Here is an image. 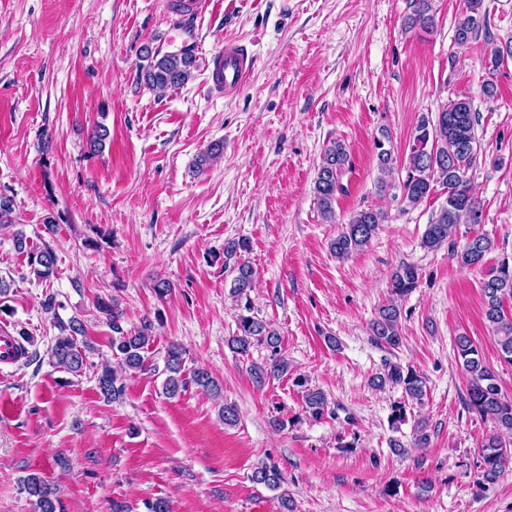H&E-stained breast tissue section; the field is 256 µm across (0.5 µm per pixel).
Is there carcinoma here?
Wrapping results in <instances>:
<instances>
[{"label": "carcinoma", "instance_id": "1", "mask_svg": "<svg viewBox=\"0 0 512 512\" xmlns=\"http://www.w3.org/2000/svg\"><path fill=\"white\" fill-rule=\"evenodd\" d=\"M483 0H465V8L458 17L454 39L463 45L469 43L485 25L481 12ZM433 24L429 0H415L407 26L416 28ZM144 63L139 65L144 84L152 90L166 91L184 86L197 68L196 56L182 50L160 54L145 50ZM476 117L471 101L467 98L451 100L443 105L435 119L423 115L414 128L407 163L404 165L405 178L400 182L401 200L407 207H414L427 198L434 185L447 189L446 204L431 222L422 239V247L437 251L450 245L449 239L459 224L482 223V207L474 197L467 171L476 161L479 140L475 130ZM388 137L374 141L380 169L391 170L392 152L386 148ZM348 165L345 146L335 142L324 154L316 179L314 180V201L321 218L327 223L336 222L337 195L344 192L342 177ZM387 215L375 208H363L354 212L344 230L331 242L330 249L338 259H345L352 253L364 249L376 233L378 226L386 221ZM492 249L490 238L476 235L470 238L462 249L454 251L460 265L466 268L479 267L486 254ZM249 251L244 240H232L224 245V267L236 272L231 286V296L236 302L237 334L230 338L232 349L246 355L256 344H265L272 349V362L255 365L251 373L258 384L277 379L288 372V363L278 357L280 337L270 324L251 314L250 293L254 288V270L243 254ZM28 265L39 279L49 278L56 265V256L49 248L28 254ZM418 268L403 262L390 276L389 287L394 299L378 309L370 331L374 341L380 345L395 348L402 342L401 311L395 299L402 298L417 287ZM485 318L497 337L501 359L512 365V318L504 310L506 300H512V263L504 259L492 268L482 285ZM98 308L112 322V355L121 362L124 371H147L153 367L146 355L151 323L145 322L137 330L125 331L120 325L121 311L114 303L101 301ZM63 335L55 339L50 349L52 363L73 375L80 376L90 368L87 360V346L79 344L77 335L82 331L81 323L71 319L69 323L58 322ZM456 347L467 373V408L484 420H491L497 432L485 437L481 445L478 462V483H493L503 473L506 465L512 463V399L507 398L498 383L494 371L487 366L472 340L464 335L456 338ZM183 347L171 344L164 357L163 393L174 398L186 391L189 383L213 392L219 385L204 368H196L186 375ZM96 382L101 395L117 400L124 395V376L107 364H101L96 373ZM374 387L388 386L402 389L403 400L391 406L392 428L405 421L407 402L419 401L424 396L425 383L422 375L412 367L406 369L392 365L387 372L376 377ZM306 412L314 419L327 413V400L318 389H307L304 395ZM253 482L276 489L283 482L279 468L264 464L253 470ZM20 490L33 507V512H62L61 502L53 487L38 473H32L21 480Z\"/></svg>", "mask_w": 512, "mask_h": 512}]
</instances>
